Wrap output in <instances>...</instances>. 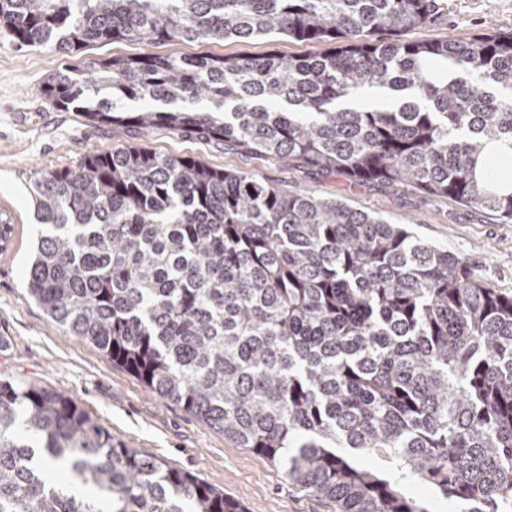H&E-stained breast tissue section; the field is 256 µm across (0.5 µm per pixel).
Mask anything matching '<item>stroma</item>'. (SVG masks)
Instances as JSON below:
<instances>
[{"label":"stroma","mask_w":512,"mask_h":512,"mask_svg":"<svg viewBox=\"0 0 512 512\" xmlns=\"http://www.w3.org/2000/svg\"><path fill=\"white\" fill-rule=\"evenodd\" d=\"M512 30V0H448L447 21L409 32L416 41ZM301 56L312 46L283 36L205 44L173 40L146 44L96 42L72 53L50 47L0 45V374L32 380L79 402L114 441L223 490L245 512H338L335 502L291 484L280 467L156 393L93 344L64 333L27 292L36 220V172L73 168L91 152L123 143L194 156L214 168L250 172L292 193L340 199L350 207L406 224L417 237L464 259L488 286L512 292V223L445 197L384 185L350 186L285 157L242 151L230 141L203 140L164 128H111L44 96L48 76L64 67L141 54L177 56Z\"/></svg>","instance_id":"stroma-1"}]
</instances>
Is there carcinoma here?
I'll list each match as a JSON object with an SVG mask.
<instances>
[{
	"mask_svg": "<svg viewBox=\"0 0 512 512\" xmlns=\"http://www.w3.org/2000/svg\"><path fill=\"white\" fill-rule=\"evenodd\" d=\"M448 0H0V44L281 35L285 59L142 54L55 73L89 121L286 155L350 183L448 196L512 222V33L408 40ZM369 90L387 108L351 102ZM27 289L71 336L340 512H512V293L403 224L252 173L118 144L33 182ZM358 451L384 473L354 463ZM0 512H245L74 400L0 378ZM405 494L423 503L429 512H461L466 506L456 501H449L432 487L412 479L402 481Z\"/></svg>",
	"mask_w": 512,
	"mask_h": 512,
	"instance_id": "carcinoma-1",
	"label": "carcinoma"
}]
</instances>
